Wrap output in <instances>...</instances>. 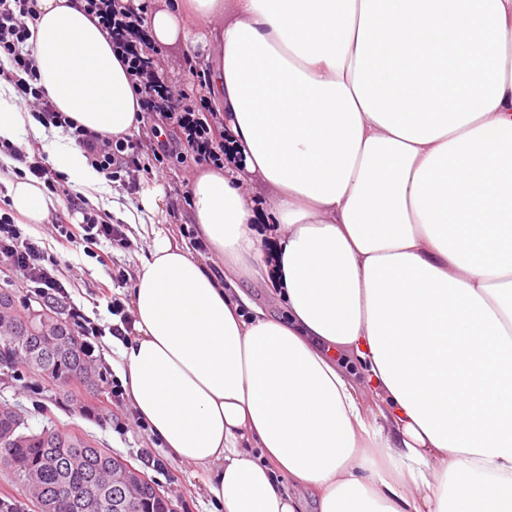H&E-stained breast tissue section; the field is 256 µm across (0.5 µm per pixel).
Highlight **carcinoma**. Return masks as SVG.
I'll return each instance as SVG.
<instances>
[{"label": "carcinoma", "mask_w": 512, "mask_h": 512, "mask_svg": "<svg viewBox=\"0 0 512 512\" xmlns=\"http://www.w3.org/2000/svg\"><path fill=\"white\" fill-rule=\"evenodd\" d=\"M62 345L66 354L40 364L31 358L36 345ZM23 364L32 374L56 383L87 385L83 373L97 377V369L82 353L81 342L61 315L31 308L20 313L15 305L0 318V366ZM0 462L8 467L21 490L34 499L38 512L43 502H55L52 512H128L104 495L111 464L121 459L95 446L88 438L64 430L26 431L22 416L0 411ZM138 512H171L168 503L148 481L130 495Z\"/></svg>", "instance_id": "cac0c4a2"}]
</instances>
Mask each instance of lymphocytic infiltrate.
<instances>
[{"mask_svg":"<svg viewBox=\"0 0 512 512\" xmlns=\"http://www.w3.org/2000/svg\"><path fill=\"white\" fill-rule=\"evenodd\" d=\"M89 16L98 18L110 30L112 40L131 69L136 95L140 99V122L149 123L150 139L129 134L102 135L59 112L40 83L35 60L30 22L36 21L38 0H0V79L15 86L17 105L46 127L62 129L86 155L89 164L105 179H120L122 172L138 166L143 152H151L158 163H194L209 168H223L224 119L212 111L206 97L193 98L184 90L163 86L157 79L158 52L144 50L136 39L145 25L147 4L138 11L123 8L120 0H84ZM0 154L18 162L19 177L34 176L51 194L64 197L66 211H50L47 222L62 249H83L97 253L102 242L125 248L123 223L101 209L90 206L83 196L73 194L65 176L47 165L45 158L29 157L12 141L0 139ZM80 213L81 221L73 223L69 213ZM102 265L112 257L97 253ZM0 267L11 271L20 287H36L44 305L60 308L76 335L84 337L86 356H93V340L102 333L121 335L131 329L132 318L123 303L109 301L111 314L119 316V324L102 329L82 307L74 303L60 279L58 255L44 251L33 239L23 236L15 221L9 200L0 199Z\"/></svg>","mask_w":512,"mask_h":512,"instance_id":"lymphocytic-infiltrate-1","label":"lymphocytic infiltrate"}]
</instances>
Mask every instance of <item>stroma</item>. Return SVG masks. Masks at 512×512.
<instances>
[{
  "instance_id": "1",
  "label": "stroma",
  "mask_w": 512,
  "mask_h": 512,
  "mask_svg": "<svg viewBox=\"0 0 512 512\" xmlns=\"http://www.w3.org/2000/svg\"><path fill=\"white\" fill-rule=\"evenodd\" d=\"M161 53L164 58L161 79L165 84L189 91L196 87L198 75L207 70L201 47L178 44L162 48ZM197 173L195 163L190 161L165 166L156 178L141 175V186L157 184L163 190L161 227L166 233L178 234L179 227L173 222V214L180 208L182 196ZM89 201L125 223L129 246L114 249L113 255L126 277L135 279L150 243L134 210L140 202L139 195L128 194L115 184L92 194ZM65 258L73 265L63 276L72 283L70 293L74 302L83 306L85 313L98 324L112 322L107 300L97 290L99 282L108 278L107 268L96 257L80 250L66 253ZM66 396L65 388L34 376L24 367L9 371L0 369V404L19 412L29 431L38 433L46 428H65L89 435L98 447L109 449L113 456L142 469L145 477L170 501L173 512H218L219 506L205 485L207 471L169 455L150 430L137 427V416L130 404L113 405L106 384L80 388L81 403L77 406L67 402ZM145 451L162 459V469L145 467L141 458Z\"/></svg>"
}]
</instances>
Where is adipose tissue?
Instances as JSON below:
<instances>
[{"instance_id":"adipose-tissue-1","label":"adipose tissue","mask_w":512,"mask_h":512,"mask_svg":"<svg viewBox=\"0 0 512 512\" xmlns=\"http://www.w3.org/2000/svg\"><path fill=\"white\" fill-rule=\"evenodd\" d=\"M38 9L57 110L138 131L83 0ZM147 24L214 47L236 157L191 185L222 272L158 229L136 276L112 342L136 415L224 512H512V0H186ZM43 150L102 189L80 148ZM9 195L33 224L53 205L31 178ZM243 286L248 288L246 290L250 293L252 299L259 305L266 307L271 315L280 319L286 316L285 306L265 285L260 282L247 281Z\"/></svg>"}]
</instances>
